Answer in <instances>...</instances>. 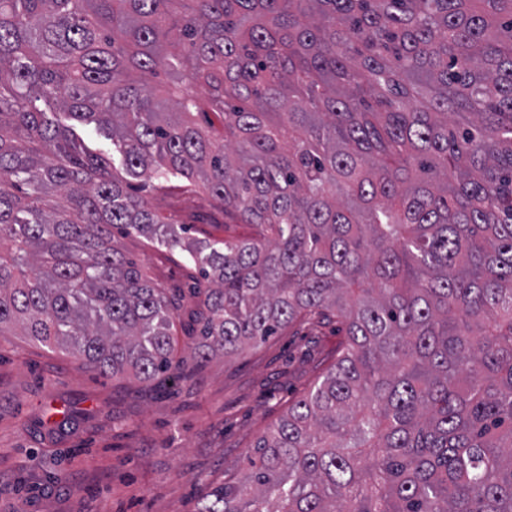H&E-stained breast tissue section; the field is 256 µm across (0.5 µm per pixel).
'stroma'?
Segmentation results:
<instances>
[{
	"label": "stroma",
	"mask_w": 512,
	"mask_h": 512,
	"mask_svg": "<svg viewBox=\"0 0 512 512\" xmlns=\"http://www.w3.org/2000/svg\"><path fill=\"white\" fill-rule=\"evenodd\" d=\"M148 201L199 238L252 232L177 182ZM121 245L162 287L184 289L178 339L187 351L201 310L191 293L198 273L143 238ZM343 339L339 324L312 321L237 356L187 363L169 385L102 376L12 329L0 336V512H197L206 491L244 476L257 438L335 360ZM66 411L77 421L58 429Z\"/></svg>",
	"instance_id": "stroma-1"
}]
</instances>
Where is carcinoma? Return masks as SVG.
<instances>
[{"label":"carcinoma","instance_id":"1","mask_svg":"<svg viewBox=\"0 0 512 512\" xmlns=\"http://www.w3.org/2000/svg\"><path fill=\"white\" fill-rule=\"evenodd\" d=\"M132 235L208 284L196 361L344 331L198 512H512V0H0V335L175 382ZM181 185L174 182L148 195L149 206L159 218L171 224H190L191 234L199 238H239L251 234L248 224L224 223V210L208 194L189 191Z\"/></svg>","mask_w":512,"mask_h":512}]
</instances>
